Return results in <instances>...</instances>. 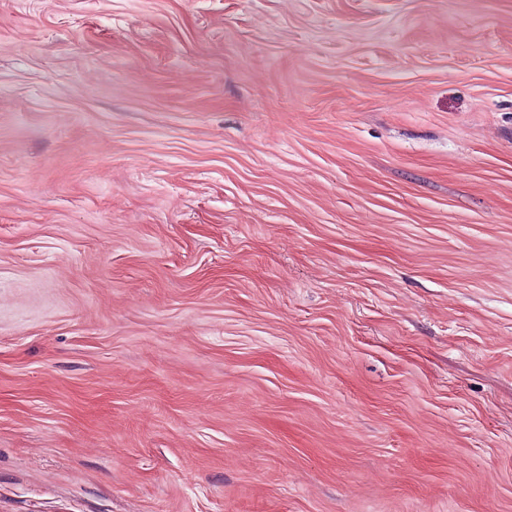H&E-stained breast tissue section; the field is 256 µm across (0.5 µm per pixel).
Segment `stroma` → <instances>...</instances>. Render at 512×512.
<instances>
[{"mask_svg":"<svg viewBox=\"0 0 512 512\" xmlns=\"http://www.w3.org/2000/svg\"><path fill=\"white\" fill-rule=\"evenodd\" d=\"M0 512H512V0H0Z\"/></svg>","mask_w":512,"mask_h":512,"instance_id":"stroma-1","label":"stroma"}]
</instances>
